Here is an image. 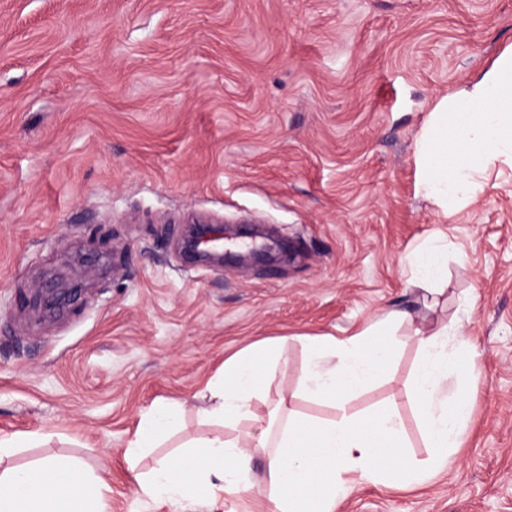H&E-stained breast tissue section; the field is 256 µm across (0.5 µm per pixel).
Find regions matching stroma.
Instances as JSON below:
<instances>
[{"instance_id":"stroma-1","label":"stroma","mask_w":512,"mask_h":512,"mask_svg":"<svg viewBox=\"0 0 512 512\" xmlns=\"http://www.w3.org/2000/svg\"><path fill=\"white\" fill-rule=\"evenodd\" d=\"M512 45V0H0V437L16 462L74 455L104 512H183L135 493L124 451L159 400L183 405L165 451L220 432L201 415L224 361L285 338L272 390L295 388L299 334L344 338L392 310L461 319L472 369L461 448L429 483H356L337 512H512V176L446 223L416 190L436 101ZM199 217L258 224L290 260L199 265ZM448 241L434 308L411 251ZM82 281L60 314L48 276ZM353 410L405 419L417 346Z\"/></svg>"}]
</instances>
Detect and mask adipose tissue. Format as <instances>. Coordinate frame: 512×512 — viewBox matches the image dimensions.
<instances>
[{
  "label": "adipose tissue",
  "instance_id": "ef3b65f1",
  "mask_svg": "<svg viewBox=\"0 0 512 512\" xmlns=\"http://www.w3.org/2000/svg\"><path fill=\"white\" fill-rule=\"evenodd\" d=\"M416 160L420 194L448 217L483 193L490 173L512 168V45L489 69L436 102L416 143ZM447 251L437 237L416 247L408 257L409 284L426 288L439 281ZM412 320L402 310L344 339L301 336L306 367L297 394L328 406L329 416H304L283 395L270 412L273 430L249 442L223 434L191 442L185 452L143 471L145 453L182 419L181 403L158 402L143 415L125 451L137 495L195 503L238 493L248 486L258 452L266 460L267 512H336L355 474L391 489L426 484L460 447L469 419L468 398L445 393L448 373L461 368L468 343L459 323L426 327ZM406 323L420 353L410 395L423 445L431 450L423 461L407 454L399 413L350 408L358 392L385 377L392 357L389 337ZM281 356L277 347L259 346L228 358L203 415L231 428L257 420L256 405L266 401ZM28 442L25 436L0 438V512H102L101 485L81 459L53 454L14 463Z\"/></svg>",
  "mask_w": 512,
  "mask_h": 512
}]
</instances>
